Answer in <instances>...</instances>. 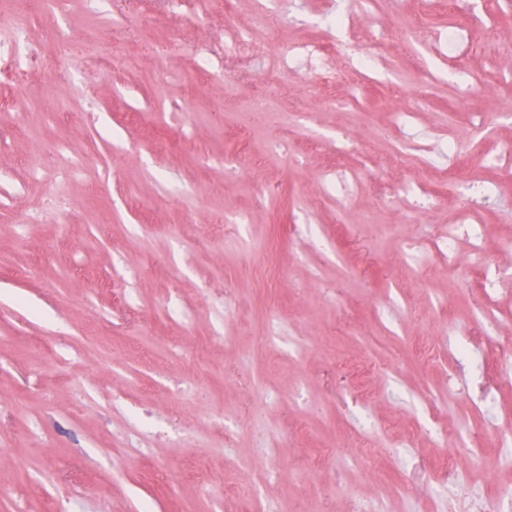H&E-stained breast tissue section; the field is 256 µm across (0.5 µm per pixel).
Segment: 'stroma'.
Instances as JSON below:
<instances>
[{"label":"stroma","mask_w":512,"mask_h":512,"mask_svg":"<svg viewBox=\"0 0 512 512\" xmlns=\"http://www.w3.org/2000/svg\"><path fill=\"white\" fill-rule=\"evenodd\" d=\"M334 2L359 37L380 32V75L353 104L332 103L315 71L279 64L288 45L327 37L322 0H283L273 27L254 0L184 16L163 0L111 13L105 0H66L62 66L80 75L67 112L48 120L47 77L0 111V512H249L228 482L255 484L282 512H356L379 478L394 489L387 512H434L453 453L441 430L484 394L512 425L511 351L479 344L474 365L448 377L449 336L484 302L455 286L467 267L422 284L399 273L405 243L446 233L454 201L416 213L398 188L425 166L388 157L403 107L462 145L469 114H485L489 150L512 151V87L476 83L512 68V11L474 27L482 52L454 71L446 48L398 39L410 25L401 0L369 13ZM142 13L171 41L153 79L136 30L113 24ZM229 20L265 42L261 58H225ZM116 39L120 57L96 70ZM207 52L225 62L211 93L193 87ZM340 130L373 161L319 204ZM72 159L82 170L61 180ZM55 194L65 213L43 209ZM478 215L512 271V179ZM269 254L272 281L258 271ZM423 337L434 358L421 357ZM360 437L378 476L351 465Z\"/></svg>","instance_id":"35a3bbf8"}]
</instances>
